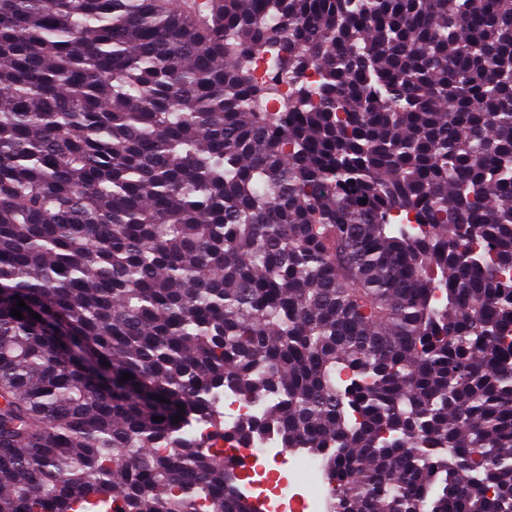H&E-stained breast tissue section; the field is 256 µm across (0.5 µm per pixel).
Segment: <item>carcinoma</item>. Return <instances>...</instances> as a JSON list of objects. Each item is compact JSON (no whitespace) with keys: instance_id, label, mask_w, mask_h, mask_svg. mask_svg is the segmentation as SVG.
Segmentation results:
<instances>
[{"instance_id":"cac0c4a2","label":"carcinoma","mask_w":512,"mask_h":512,"mask_svg":"<svg viewBox=\"0 0 512 512\" xmlns=\"http://www.w3.org/2000/svg\"><path fill=\"white\" fill-rule=\"evenodd\" d=\"M191 416L512 512V0H0V512H259ZM224 410V414L230 416L233 420H239L252 414L257 407L251 403L241 400L231 392L224 394V400L219 404Z\"/></svg>"}]
</instances>
